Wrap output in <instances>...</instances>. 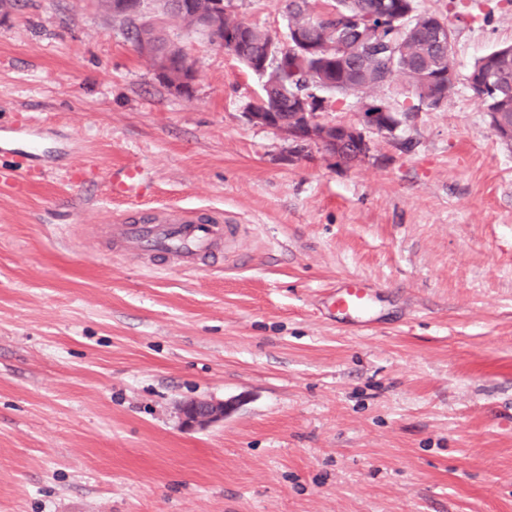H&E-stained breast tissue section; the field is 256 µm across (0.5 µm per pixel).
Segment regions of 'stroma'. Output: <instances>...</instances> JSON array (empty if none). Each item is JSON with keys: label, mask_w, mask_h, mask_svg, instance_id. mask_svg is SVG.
Segmentation results:
<instances>
[{"label": "stroma", "mask_w": 512, "mask_h": 512, "mask_svg": "<svg viewBox=\"0 0 512 512\" xmlns=\"http://www.w3.org/2000/svg\"><path fill=\"white\" fill-rule=\"evenodd\" d=\"M232 5L286 36V0ZM416 5L454 93L353 166L250 123L262 79L173 17L188 96L99 0L0 23V512H512V147L467 81L512 0ZM125 165L236 237L192 273L116 240ZM349 279L366 325L324 305ZM138 48L150 60L156 76L169 86L172 93L182 95L194 89L199 71L182 47L176 54L159 51L145 41L139 43ZM180 424L187 430L205 428L223 420L224 402L189 400L177 407Z\"/></svg>", "instance_id": "obj_1"}]
</instances>
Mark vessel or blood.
Wrapping results in <instances>:
<instances>
[{"mask_svg": "<svg viewBox=\"0 0 512 512\" xmlns=\"http://www.w3.org/2000/svg\"><path fill=\"white\" fill-rule=\"evenodd\" d=\"M143 184L136 170H127L122 178L109 181L111 197L142 195ZM117 234L145 251L171 256L186 264L210 252L218 240L232 238L236 225L225 223L221 214L199 215L176 208L156 212L152 219L141 222L134 217L119 219ZM370 306V288L363 281L351 279L342 283L330 298V307L339 322L354 325Z\"/></svg>", "mask_w": 512, "mask_h": 512, "instance_id": "b4317fda", "label": "vessel or blood"}]
</instances>
